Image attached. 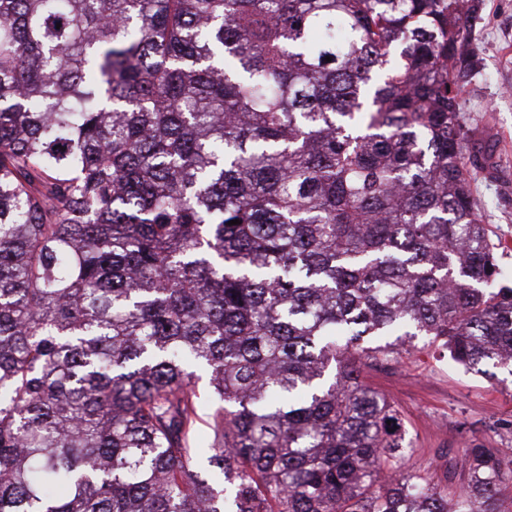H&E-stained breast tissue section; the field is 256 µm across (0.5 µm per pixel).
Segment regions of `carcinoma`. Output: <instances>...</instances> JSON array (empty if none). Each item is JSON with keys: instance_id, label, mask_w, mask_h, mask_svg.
I'll use <instances>...</instances> for the list:
<instances>
[{"instance_id": "cac0c4a2", "label": "carcinoma", "mask_w": 512, "mask_h": 512, "mask_svg": "<svg viewBox=\"0 0 512 512\" xmlns=\"http://www.w3.org/2000/svg\"><path fill=\"white\" fill-rule=\"evenodd\" d=\"M473 10L0 0V512H495L512 464L403 472L362 380L418 336L512 375L451 76ZM196 392L198 396L199 416L196 423L198 441L204 448H212L213 414L218 403L212 399L208 387V380L204 375L197 383Z\"/></svg>"}]
</instances>
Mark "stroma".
I'll list each match as a JSON object with an SVG mask.
<instances>
[{"instance_id": "35a3bbf8", "label": "stroma", "mask_w": 512, "mask_h": 512, "mask_svg": "<svg viewBox=\"0 0 512 512\" xmlns=\"http://www.w3.org/2000/svg\"><path fill=\"white\" fill-rule=\"evenodd\" d=\"M471 30L476 66L460 85L471 128L469 152L484 165L471 183L482 224L497 247L512 287V0H480ZM364 380L385 394L399 411L413 450L405 472L444 484L447 464L461 469L466 440L476 439L512 459V376L496 378L464 369L447 350L416 340L414 348L363 369Z\"/></svg>"}]
</instances>
